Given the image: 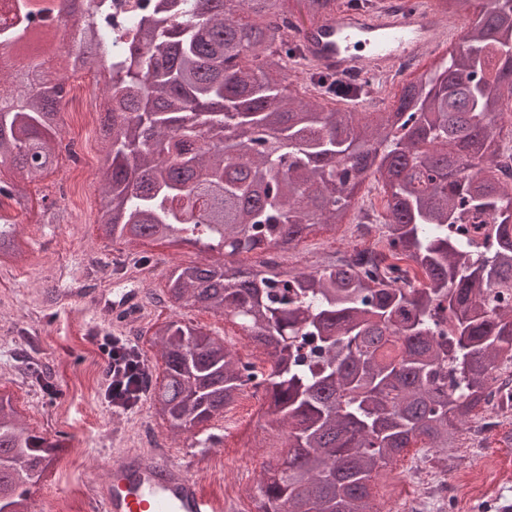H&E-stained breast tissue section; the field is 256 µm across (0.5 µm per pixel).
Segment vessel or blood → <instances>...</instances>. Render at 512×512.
Here are the masks:
<instances>
[{
  "mask_svg": "<svg viewBox=\"0 0 512 512\" xmlns=\"http://www.w3.org/2000/svg\"><path fill=\"white\" fill-rule=\"evenodd\" d=\"M459 20L445 19L424 5L373 14L342 8L309 24L301 37L305 64L346 74L388 72L437 49L455 36ZM112 317L139 307L134 288L112 292ZM105 474L92 479L90 512H218L189 466L152 448H122L108 456Z\"/></svg>",
  "mask_w": 512,
  "mask_h": 512,
  "instance_id": "vessel-or-blood-1",
  "label": "vessel or blood"
}]
</instances>
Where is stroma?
I'll use <instances>...</instances> for the list:
<instances>
[{"label":"stroma","mask_w":512,"mask_h":512,"mask_svg":"<svg viewBox=\"0 0 512 512\" xmlns=\"http://www.w3.org/2000/svg\"><path fill=\"white\" fill-rule=\"evenodd\" d=\"M70 163V153L61 152L54 170L31 186L35 207L12 214L18 236L26 243V264L0 261V387L16 394L31 429L59 440L63 447L52 475L33 495L31 512H52L59 500L65 502L67 512H86L89 473L100 470L112 450L132 444L134 434L149 422L171 456L194 459L199 470L221 462L230 478L258 484L265 462L281 455L285 446L264 413L250 417L229 408L195 433L176 436L167 423L156 419L149 399H142L128 413L106 408L103 388L108 359L100 349L101 333L128 336L151 359L157 353L153 327L171 318L197 325L231 346L244 335L229 317L165 301L168 271L204 259L198 246L114 241L97 224L82 223L76 203L99 197L100 177L77 173L70 187H63L59 175L68 171ZM66 190L73 205L61 208L57 223H45L38 200L59 198ZM376 245L373 238H353L346 227L316 231L292 251L281 253L279 261L286 268L300 269L327 262L355 246ZM92 265L100 267L107 288L139 289L143 312L135 333L104 321L77 294L83 271ZM210 435L217 436V444L205 450L194 448L195 439ZM484 444L491 453L488 465L494 476L478 484L475 497L487 512H498L503 501L512 502V444H500L494 435L486 437Z\"/></svg>","instance_id":"obj_1"}]
</instances>
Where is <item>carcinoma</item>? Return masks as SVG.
<instances>
[{
  "label": "carcinoma",
  "instance_id": "1",
  "mask_svg": "<svg viewBox=\"0 0 512 512\" xmlns=\"http://www.w3.org/2000/svg\"><path fill=\"white\" fill-rule=\"evenodd\" d=\"M285 2L157 0L128 21L126 40L96 34L112 0H82L62 44L33 19L67 16L69 0H12L0 52L52 49L61 69L46 76L36 57L0 64L3 85L42 75L0 103V165L10 172L0 196L26 207L28 184L56 165L66 71L107 66L100 229L215 253L170 269L169 299L233 316L270 357L256 373L202 328L158 324L155 414L175 434L191 432L262 386L288 452L264 467L255 512H376L373 478L406 449L456 448L492 400L512 405L495 387L512 359V183L497 175L512 123V0H435V12L478 20L383 112L348 107L358 88L329 96L290 78L300 40L283 29L294 17ZM298 3L312 21L336 9V0ZM122 39L124 53H112ZM371 177L382 183L384 251L395 262L379 266L365 250L310 270L235 261L342 223ZM471 214L490 223L468 228ZM2 254L24 257L15 225L0 222ZM411 270L421 287L407 284ZM59 452L1 390L0 506L30 512Z\"/></svg>",
  "mask_w": 512,
  "mask_h": 512
}]
</instances>
